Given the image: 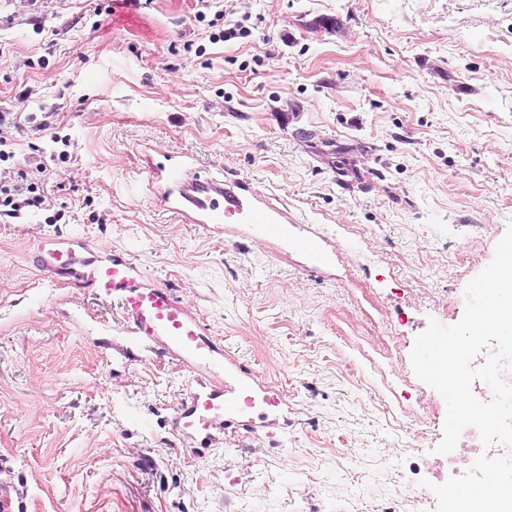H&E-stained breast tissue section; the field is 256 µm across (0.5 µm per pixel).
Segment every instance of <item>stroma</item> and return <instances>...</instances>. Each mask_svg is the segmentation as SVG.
Here are the masks:
<instances>
[{
	"instance_id": "1",
	"label": "stroma",
	"mask_w": 512,
	"mask_h": 512,
	"mask_svg": "<svg viewBox=\"0 0 512 512\" xmlns=\"http://www.w3.org/2000/svg\"><path fill=\"white\" fill-rule=\"evenodd\" d=\"M0 114V182L43 164L51 204L0 218L9 512H384L438 460L447 404L410 355L512 222V0H0ZM168 164L286 234L175 216ZM79 238L171 288L287 426L194 454L187 368L126 359L120 303L29 260Z\"/></svg>"
}]
</instances>
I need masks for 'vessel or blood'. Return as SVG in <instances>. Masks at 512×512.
Listing matches in <instances>:
<instances>
[{"instance_id":"obj_1","label":"vessel or blood","mask_w":512,"mask_h":512,"mask_svg":"<svg viewBox=\"0 0 512 512\" xmlns=\"http://www.w3.org/2000/svg\"><path fill=\"white\" fill-rule=\"evenodd\" d=\"M170 185L162 199L167 210L190 217L196 224H220L226 216L240 215L259 224L268 237L282 234L283 227L270 214L252 209L247 201L224 190L220 180L202 176L185 178L181 167L166 171ZM34 264L74 278L85 287L119 297L125 320L135 340L157 344L160 351L180 360L191 372H220L217 389L195 383L187 390L177 412L180 435L197 454H204L209 430L216 419L227 429L251 430L256 423L272 427L286 407L274 390L256 384L254 370L244 361L223 354L200 321L177 300L168 287L143 282L132 261L115 255L102 259L82 256L71 243L38 251Z\"/></svg>"}]
</instances>
